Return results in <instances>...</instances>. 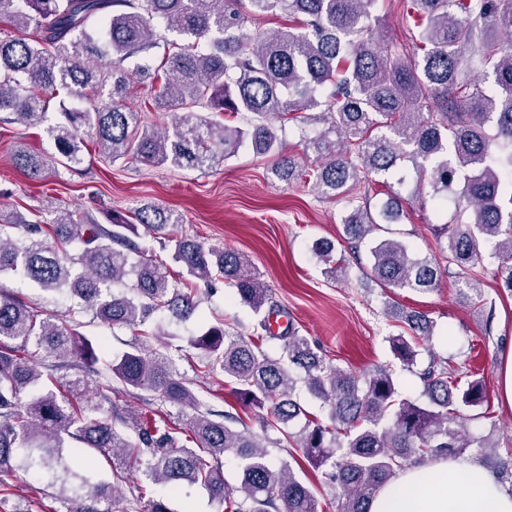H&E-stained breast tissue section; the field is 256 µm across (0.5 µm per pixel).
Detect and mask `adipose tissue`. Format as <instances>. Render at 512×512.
<instances>
[{
    "label": "adipose tissue",
    "mask_w": 512,
    "mask_h": 512,
    "mask_svg": "<svg viewBox=\"0 0 512 512\" xmlns=\"http://www.w3.org/2000/svg\"><path fill=\"white\" fill-rule=\"evenodd\" d=\"M369 512H512V493L480 461L441 458L400 471Z\"/></svg>",
    "instance_id": "ef3b65f1"
}]
</instances>
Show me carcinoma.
I'll return each mask as SVG.
<instances>
[{
    "mask_svg": "<svg viewBox=\"0 0 512 512\" xmlns=\"http://www.w3.org/2000/svg\"><path fill=\"white\" fill-rule=\"evenodd\" d=\"M408 7L416 33L391 48L376 26L381 0H0V24L12 30L0 37V113L38 127L60 92L88 102H60V122L45 128L55 153L20 149L16 163L34 176L56 165L73 171L86 135L112 163L194 170L220 164L247 142L289 182L296 164L283 152L282 132L308 111L316 128L302 131L301 142L314 159V188L345 201V238L369 242L374 280L428 292L445 273L441 261L465 274L488 256L501 262L498 288L512 295V208L502 205H512V0H409ZM274 15L287 20L245 31L247 22ZM157 24L188 38L154 71L155 102L178 108L169 128L148 125L144 110L126 101L131 73L123 63L155 47ZM490 76L493 94L482 87ZM224 114L243 124L221 123ZM378 180L382 197H356ZM404 190L423 205L457 202L450 220L432 227L436 257L382 235L402 221ZM134 219L155 234L181 222L161 207L138 208ZM131 233L136 224L121 212L107 226L67 210L44 224L21 215L0 224V276L30 280L51 302L77 298L103 325L136 331L130 349L109 362L53 310L0 293V475L21 470L47 480L61 505L52 512H111L132 465L168 490L150 497L144 512H178L171 497L185 483L224 503V512H320L290 462H273L266 439L237 429L241 417L211 409L167 351L150 345L168 335L164 318L188 320L201 303L199 284L218 277L260 312L268 288L250 259L169 238L180 288ZM74 242L82 248L73 256ZM315 251L331 277L346 273L333 244ZM129 280L128 293L120 286ZM385 308L410 331L390 338L409 368L433 321L389 300ZM273 314L271 307L259 320L254 340L222 324L195 336L199 368L222 372L243 406L266 411L263 428L324 475L341 512H368L377 490L412 464L468 450L490 461L512 493V448L469 429L475 416L466 411L490 404L484 380L462 384L449 365L432 361L418 375L420 398L410 400L390 368L356 375L335 366L294 329L273 332ZM269 340L283 342L284 354L263 350ZM90 374L115 383V392L150 391L159 405L193 415L181 427L162 411L126 413L110 396L87 393ZM307 396L328 408V421L307 411ZM228 452L241 474L237 487L224 479ZM90 454L104 458L112 480L81 464Z\"/></svg>",
    "mask_w": 512,
    "mask_h": 512,
    "instance_id": "1",
    "label": "carcinoma"
}]
</instances>
